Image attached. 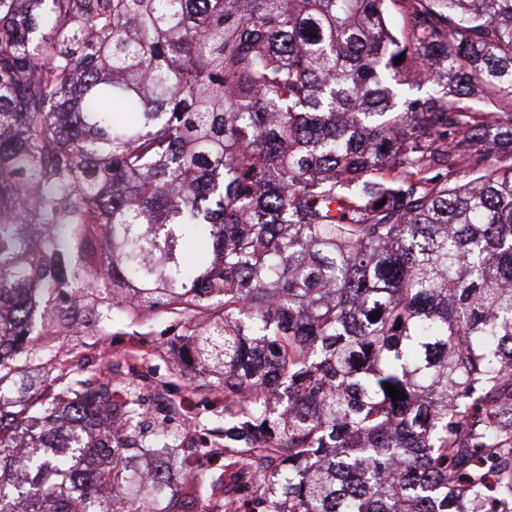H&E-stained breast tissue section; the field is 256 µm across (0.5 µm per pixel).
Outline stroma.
Wrapping results in <instances>:
<instances>
[{
	"instance_id": "stroma-1",
	"label": "stroma",
	"mask_w": 512,
	"mask_h": 512,
	"mask_svg": "<svg viewBox=\"0 0 512 512\" xmlns=\"http://www.w3.org/2000/svg\"><path fill=\"white\" fill-rule=\"evenodd\" d=\"M67 318L73 332L63 342L64 353L77 354L83 377L111 370L124 399L136 401L145 434L165 428L189 449L200 436L223 441L224 397L194 381L193 366L177 344L184 332L179 317L130 306L105 324L97 311L76 306Z\"/></svg>"
}]
</instances>
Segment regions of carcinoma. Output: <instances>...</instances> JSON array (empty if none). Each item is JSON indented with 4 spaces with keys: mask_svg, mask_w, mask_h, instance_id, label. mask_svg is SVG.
Instances as JSON below:
<instances>
[{
    "mask_svg": "<svg viewBox=\"0 0 512 512\" xmlns=\"http://www.w3.org/2000/svg\"><path fill=\"white\" fill-rule=\"evenodd\" d=\"M386 2L0 0V512L224 494L112 377H27L129 297L219 376L228 512H512V0Z\"/></svg>",
    "mask_w": 512,
    "mask_h": 512,
    "instance_id": "carcinoma-1",
    "label": "carcinoma"
}]
</instances>
